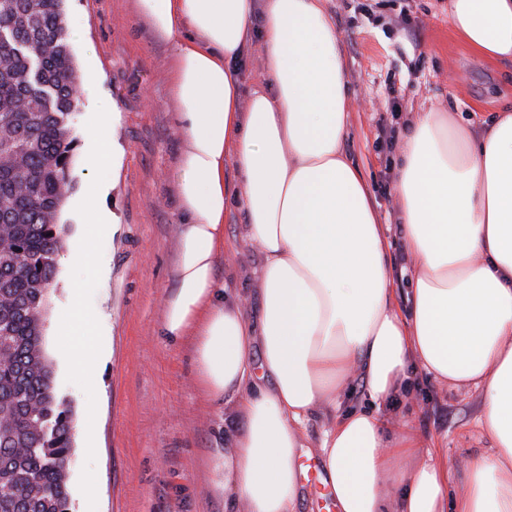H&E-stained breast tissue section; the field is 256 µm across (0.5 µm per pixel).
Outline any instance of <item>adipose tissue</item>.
I'll return each instance as SVG.
<instances>
[{
	"instance_id": "1",
	"label": "adipose tissue",
	"mask_w": 512,
	"mask_h": 512,
	"mask_svg": "<svg viewBox=\"0 0 512 512\" xmlns=\"http://www.w3.org/2000/svg\"><path fill=\"white\" fill-rule=\"evenodd\" d=\"M136 9L174 45L182 138L183 220L163 333L192 339L206 395L239 397L233 446L210 462L214 487L245 512H297L301 430L324 413L319 452L336 512H512V110L465 123L447 112L411 117L394 184L414 270L402 315L384 226L344 146L351 99L326 0H265L271 88L246 97L232 64L255 0H136ZM448 22L477 54L512 63V0H448ZM234 199L261 256L252 319L216 276ZM413 367L479 392L491 447L471 456L453 502L439 449L379 416ZM355 375L371 407L339 414Z\"/></svg>"
}]
</instances>
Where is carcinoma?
<instances>
[{
  "label": "carcinoma",
  "mask_w": 512,
  "mask_h": 512,
  "mask_svg": "<svg viewBox=\"0 0 512 512\" xmlns=\"http://www.w3.org/2000/svg\"><path fill=\"white\" fill-rule=\"evenodd\" d=\"M64 0H0V512H70L71 412L41 352L77 85Z\"/></svg>",
  "instance_id": "cac0c4a2"
}]
</instances>
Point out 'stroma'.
<instances>
[{
	"instance_id": "35a3bbf8",
	"label": "stroma",
	"mask_w": 512,
	"mask_h": 512,
	"mask_svg": "<svg viewBox=\"0 0 512 512\" xmlns=\"http://www.w3.org/2000/svg\"><path fill=\"white\" fill-rule=\"evenodd\" d=\"M341 37L352 118L346 150L361 167L379 207L390 244L395 305L409 307L413 269L395 208L399 150L387 146V130L402 132L410 113L436 110L455 119H486L512 108V65L475 54L448 25V0H328ZM67 20H79L96 50L71 43L80 84L94 83L116 106L118 169L102 202L117 226L105 235L102 258L111 270L101 322L109 355L97 375V447L94 468L98 512H237L217 496L209 462L229 450L238 425L231 402L205 396L195 377L191 340L172 344L160 332L162 298L173 288L181 214L174 184L181 147L170 94L173 46L154 35L135 0H65ZM255 12L251 37L237 62L240 95L265 81ZM94 101L78 102L68 126L75 140L64 203V251L76 250L81 217L76 212L87 179L86 123ZM231 245L216 265L227 292L247 297L246 315L257 307L255 271L260 257L246 240L237 206L224 212ZM44 349L58 395L72 410L73 448L67 465L71 512H82L79 479L86 452L81 437L87 397L67 382L63 354L45 336ZM414 387L382 408L387 428L407 424L422 440L437 439L449 470L458 473L474 453L489 450L476 418L475 391L454 388L415 373Z\"/></svg>"
}]
</instances>
